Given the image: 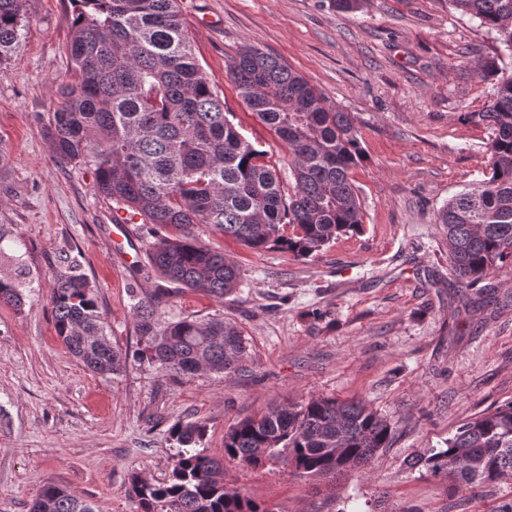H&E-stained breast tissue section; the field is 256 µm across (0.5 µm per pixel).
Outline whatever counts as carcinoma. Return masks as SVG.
I'll return each mask as SVG.
<instances>
[{
  "label": "carcinoma",
  "instance_id": "carcinoma-1",
  "mask_svg": "<svg viewBox=\"0 0 512 512\" xmlns=\"http://www.w3.org/2000/svg\"><path fill=\"white\" fill-rule=\"evenodd\" d=\"M28 0H0V65L25 27ZM512 53V0H448ZM71 75L54 82L57 106L46 137L56 159L92 171L96 191L115 210L154 226L149 265L171 288L131 289L139 360L163 372L236 373L247 341L222 318L177 314L170 299L185 287L217 300L235 293L240 269L199 240L208 224L254 251L309 258L340 234L359 229L363 212L351 173L363 161L356 117L329 104L273 54L243 47L225 64L248 109L287 146L293 192L280 171L238 130L214 80L185 35L177 0H71ZM465 124L491 132L489 176L436 214L453 276L468 288L512 262V71H500L491 103L463 112ZM19 285L0 278V303L22 305ZM50 303L66 349L91 371L120 373L122 351L108 340L96 286L72 260L55 274ZM205 428L181 419L163 482L133 473L138 512H277L229 490L223 466L199 449ZM392 427L359 400L311 398L238 420L224 434V459L243 468L283 464L309 478L360 469L390 446ZM433 475L468 485L512 474V401L462 424L446 447L425 459ZM30 512H96L92 502L46 483Z\"/></svg>",
  "mask_w": 512,
  "mask_h": 512
}]
</instances>
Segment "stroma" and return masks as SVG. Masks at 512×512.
Returning <instances> with one entry per match:
<instances>
[{
  "label": "stroma",
  "instance_id": "stroma-1",
  "mask_svg": "<svg viewBox=\"0 0 512 512\" xmlns=\"http://www.w3.org/2000/svg\"><path fill=\"white\" fill-rule=\"evenodd\" d=\"M194 52L215 78L239 131L278 168L282 141L245 106L225 63L247 45L285 61L330 105L356 114L365 159L353 172L359 232L339 235L298 260L253 251L198 225L203 242L236 261L237 293L218 301L185 290L175 312L222 315L248 342L243 371L171 376L135 360L101 376L59 339L50 290L64 259H79L97 287L110 341L136 348L130 287L161 279L144 250L149 227L126 225L112 246L113 204L89 169L59 162L44 135L66 78L73 6L31 0L25 34L0 65V278L23 285L22 307L0 304V512H29L44 483L63 485L98 512H136L131 473L165 479L171 424L206 427L208 455L241 418L312 397L361 399L392 426L371 465L329 481L277 465L225 463L228 488L277 512H496L512 482L479 487L409 468L442 448L459 426L512 400V264L483 296L457 283L435 215L490 169L489 131L459 122L485 110L492 79L475 66L512 71L496 32L448 0H178Z\"/></svg>",
  "mask_w": 512,
  "mask_h": 512
}]
</instances>
